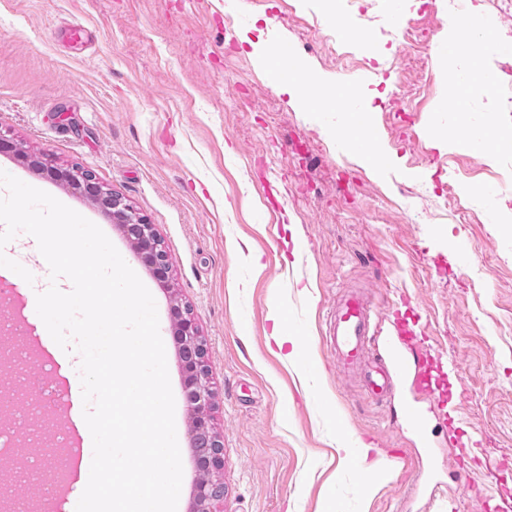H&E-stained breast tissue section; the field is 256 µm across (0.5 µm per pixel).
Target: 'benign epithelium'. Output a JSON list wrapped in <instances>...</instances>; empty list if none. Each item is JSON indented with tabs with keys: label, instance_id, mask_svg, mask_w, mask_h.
Segmentation results:
<instances>
[{
	"label": "benign epithelium",
	"instance_id": "benign-epithelium-1",
	"mask_svg": "<svg viewBox=\"0 0 512 512\" xmlns=\"http://www.w3.org/2000/svg\"><path fill=\"white\" fill-rule=\"evenodd\" d=\"M43 166L67 186L81 188L86 192L99 190L104 206L120 215V218L113 219V223L132 244L136 259L151 272L159 285L169 286L171 265L154 225L111 190L95 184V178L90 172L82 173L73 166L59 167L46 162ZM170 332L181 357L183 399L194 419L195 431L189 433V441H194L197 434L212 436V451H203L201 460L209 469L219 471L224 468V448L214 426L213 390L206 367L207 347L191 313L180 302L173 306ZM221 497L222 494L212 482L197 481L190 510L217 512L216 503Z\"/></svg>",
	"mask_w": 512,
	"mask_h": 512
}]
</instances>
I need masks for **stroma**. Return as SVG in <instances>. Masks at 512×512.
I'll use <instances>...</instances> for the list:
<instances>
[{
	"mask_svg": "<svg viewBox=\"0 0 512 512\" xmlns=\"http://www.w3.org/2000/svg\"><path fill=\"white\" fill-rule=\"evenodd\" d=\"M490 27L475 44L494 91L450 107L448 0H0V137L80 166L154 224L171 264L163 290L111 218L76 191L0 155V170L95 223L152 294L165 345L188 512L193 465L171 299L207 341L224 444L219 512H400L413 492L411 439L394 399L320 372L324 313L337 289L375 310L410 298V321L445 360L455 411L428 414L447 480L457 450L493 474L512 512V149L471 145L480 126L512 139V15L467 0ZM79 23L91 44L66 43ZM425 34L422 59L397 38ZM368 35V48L358 38ZM306 74L354 89L388 163L354 143L348 118L307 110L265 61L280 45ZM35 277L9 279L35 305L49 268L31 235L4 249ZM297 344L286 359L275 328ZM390 474L371 499L338 467L337 441Z\"/></svg>",
	"mask_w": 512,
	"mask_h": 512,
	"instance_id": "35a3bbf8",
	"label": "stroma"
}]
</instances>
